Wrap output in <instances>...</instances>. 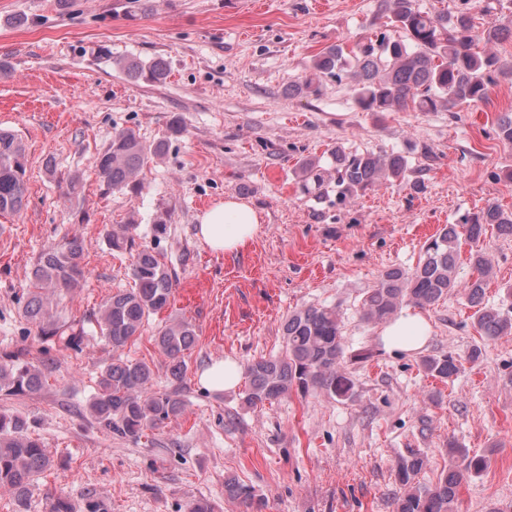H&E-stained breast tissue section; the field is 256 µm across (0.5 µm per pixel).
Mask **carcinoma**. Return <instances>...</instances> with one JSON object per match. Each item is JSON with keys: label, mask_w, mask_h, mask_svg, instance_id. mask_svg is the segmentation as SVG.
I'll return each mask as SVG.
<instances>
[{"label": "carcinoma", "mask_w": 512, "mask_h": 512, "mask_svg": "<svg viewBox=\"0 0 512 512\" xmlns=\"http://www.w3.org/2000/svg\"><path fill=\"white\" fill-rule=\"evenodd\" d=\"M388 29L345 51L335 44L318 54L304 78L289 82L288 97L318 96L323 78L354 82L355 101L364 112L452 111L455 107L488 97L489 87L504 75L512 76L500 62L494 46L512 39V18L497 19L479 28L475 25L472 0H461L455 13L422 10L417 0H387ZM483 44L481 52L475 46ZM115 64L134 81L161 84L167 64L156 58L145 62L123 57ZM500 141L512 144V112H503L496 122ZM165 142L146 144L131 128L112 134L108 147L95 159L101 182L112 192L139 185L138 176L149 157H159ZM331 163L316 158L301 160L297 178L301 192L320 202L344 206L361 192L379 183L404 182L410 166L398 152L350 151L338 144L329 152ZM26 148L17 134L0 130V214L18 213L25 200L27 182ZM512 235V213L492 203L477 212L466 213L456 223L444 225L428 239L417 266L410 270L383 272L361 302V319L370 325L383 324L408 304L424 308L437 304L448 292L460 288L481 336L494 339L512 334V313L484 303L492 264L476 248L488 227ZM133 225L121 224L108 241L117 252L134 249ZM473 246L469 263L473 269L465 280L458 279L457 258L462 243ZM136 250V249H134ZM83 242L77 238L44 250L34 265L24 305L25 316L41 325L46 337L57 335V322L49 307L61 292L82 287L85 271L81 264ZM132 288H118L100 304L96 322L101 335L116 356L100 373L98 389L89 403L92 419L100 427L135 442L148 430L157 429L183 414L185 401L181 385L186 373L185 353L195 343L192 325L172 320L155 337L168 359L173 388L153 389L154 371L143 361L118 355L141 335L148 318L170 304L173 274L165 256L155 248L136 250L131 268ZM284 354L259 358L247 365V406L276 401L293 391L306 395L321 391L341 401L354 397V381L344 371L342 318L332 306H309L288 314L283 326ZM420 366L426 376L442 382L454 380L462 362L451 353L428 355ZM48 363L34 364L18 355L0 358V392L5 395L37 393L46 384ZM448 454L460 460L448 466L433 485L416 482L425 458L412 453L398 461L395 476L404 492L395 499V512H454L457 490L465 476L482 472L487 464L482 455H469L455 441L448 440ZM52 460L44 444L29 432L25 418L0 413V490L23 500L35 487ZM234 499L253 504L250 489L234 480L226 482Z\"/></svg>", "instance_id": "carcinoma-1"}]
</instances>
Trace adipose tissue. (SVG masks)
I'll list each match as a JSON object with an SVG mask.
<instances>
[{
  "instance_id": "1",
  "label": "adipose tissue",
  "mask_w": 512,
  "mask_h": 512,
  "mask_svg": "<svg viewBox=\"0 0 512 512\" xmlns=\"http://www.w3.org/2000/svg\"><path fill=\"white\" fill-rule=\"evenodd\" d=\"M259 230L260 220L255 209L229 197L200 216L196 235L202 246L226 254L238 252ZM379 336L384 349L416 353L426 345L430 326L420 313L407 309L385 324Z\"/></svg>"
}]
</instances>
